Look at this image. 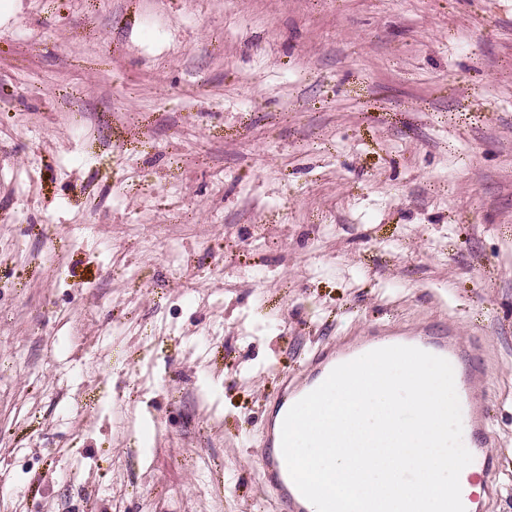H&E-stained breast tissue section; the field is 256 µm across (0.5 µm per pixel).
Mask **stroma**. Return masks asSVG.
Returning a JSON list of instances; mask_svg holds the SVG:
<instances>
[{
    "mask_svg": "<svg viewBox=\"0 0 512 512\" xmlns=\"http://www.w3.org/2000/svg\"><path fill=\"white\" fill-rule=\"evenodd\" d=\"M426 325L512 512V0L0 14V512H277L282 377ZM424 336H411L404 340H384L392 345L414 346L442 358L461 363V397L463 403V425L474 438L472 465L485 470L489 466L490 454L487 448L492 446L491 416L487 410L477 413L474 410L476 391L474 384L481 377L478 363L471 358L465 348L457 341L453 332L438 328L422 331ZM286 413L285 410L278 424L276 420L268 422L260 466L267 488L274 494L284 512H308L306 498L292 481L281 449V431Z\"/></svg>",
    "mask_w": 512,
    "mask_h": 512,
    "instance_id": "stroma-1",
    "label": "stroma"
}]
</instances>
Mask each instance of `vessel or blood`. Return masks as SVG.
<instances>
[{
    "mask_svg": "<svg viewBox=\"0 0 512 512\" xmlns=\"http://www.w3.org/2000/svg\"><path fill=\"white\" fill-rule=\"evenodd\" d=\"M406 345L414 346L461 365V397L463 403V425L474 438L472 464L486 468L489 464V446L493 444L491 435V416L489 412H475L476 391L474 384L481 376L478 363L471 358L465 348L452 336L450 331L437 328L425 330L423 335L406 338ZM335 351L320 350L310 361L309 377H297L283 381L277 398L280 402L303 398L313 389L314 382L324 381L330 372L338 366ZM282 427L269 422L260 466L267 488L274 494L283 512H308L306 499L292 481L281 449Z\"/></svg>",
    "mask_w": 512,
    "mask_h": 512,
    "instance_id": "1",
    "label": "vessel or blood"
}]
</instances>
